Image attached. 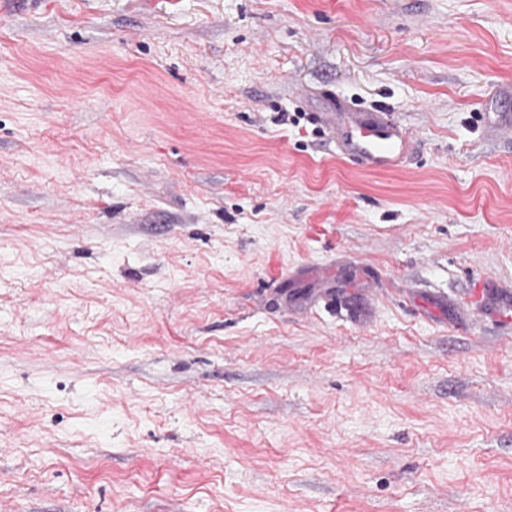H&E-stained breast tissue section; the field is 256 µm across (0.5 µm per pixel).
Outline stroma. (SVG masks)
Returning a JSON list of instances; mask_svg holds the SVG:
<instances>
[{
  "instance_id": "1",
  "label": "stroma",
  "mask_w": 512,
  "mask_h": 512,
  "mask_svg": "<svg viewBox=\"0 0 512 512\" xmlns=\"http://www.w3.org/2000/svg\"><path fill=\"white\" fill-rule=\"evenodd\" d=\"M497 112L512 0H0V512H512ZM329 101L327 112L315 114L336 133L342 154L369 170H389L405 161L412 137L387 108L360 109L336 94Z\"/></svg>"
}]
</instances>
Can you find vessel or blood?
Segmentation results:
<instances>
[{
	"instance_id": "obj_1",
	"label": "vessel or blood",
	"mask_w": 512,
	"mask_h": 512,
	"mask_svg": "<svg viewBox=\"0 0 512 512\" xmlns=\"http://www.w3.org/2000/svg\"><path fill=\"white\" fill-rule=\"evenodd\" d=\"M330 103L318 118L335 132L342 154L369 170H389L405 161L412 137L387 108L360 109L336 94Z\"/></svg>"
}]
</instances>
